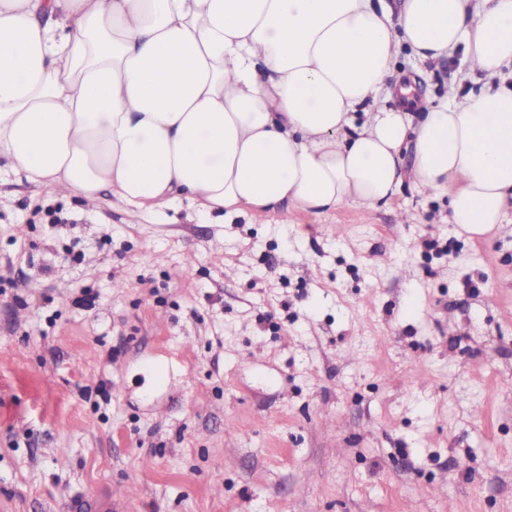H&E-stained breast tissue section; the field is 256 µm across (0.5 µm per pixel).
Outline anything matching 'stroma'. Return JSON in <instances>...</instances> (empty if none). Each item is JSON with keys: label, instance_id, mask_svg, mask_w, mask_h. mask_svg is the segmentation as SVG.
Returning <instances> with one entry per match:
<instances>
[{"label": "stroma", "instance_id": "stroma-1", "mask_svg": "<svg viewBox=\"0 0 512 512\" xmlns=\"http://www.w3.org/2000/svg\"><path fill=\"white\" fill-rule=\"evenodd\" d=\"M399 67L473 86L459 50ZM103 485L127 512H512V211L468 235L407 189L164 224L1 173L0 512Z\"/></svg>", "mask_w": 512, "mask_h": 512}]
</instances>
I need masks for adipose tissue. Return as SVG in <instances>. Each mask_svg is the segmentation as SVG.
Instances as JSON below:
<instances>
[{
	"label": "adipose tissue",
	"mask_w": 512,
	"mask_h": 512,
	"mask_svg": "<svg viewBox=\"0 0 512 512\" xmlns=\"http://www.w3.org/2000/svg\"><path fill=\"white\" fill-rule=\"evenodd\" d=\"M462 51L478 90L402 80ZM0 158L135 216L375 210L410 185L512 208V0H0Z\"/></svg>",
	"instance_id": "1"
}]
</instances>
